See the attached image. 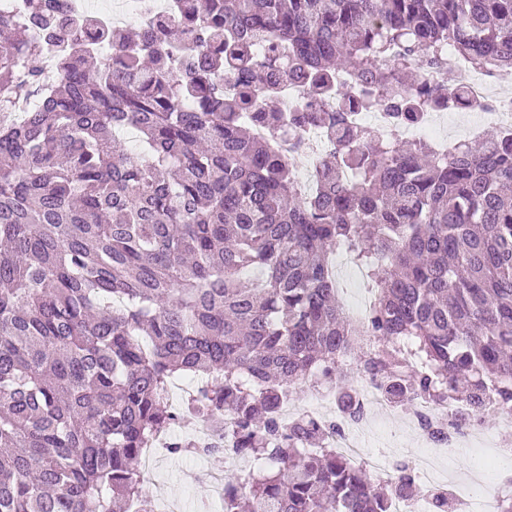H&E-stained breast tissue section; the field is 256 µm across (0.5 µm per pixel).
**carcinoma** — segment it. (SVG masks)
I'll list each match as a JSON object with an SVG mask.
<instances>
[{"label": "carcinoma", "mask_w": 512, "mask_h": 512, "mask_svg": "<svg viewBox=\"0 0 512 512\" xmlns=\"http://www.w3.org/2000/svg\"><path fill=\"white\" fill-rule=\"evenodd\" d=\"M23 2L0 16V512H153L141 451L186 417L231 447L170 453L255 462L224 512H389L409 467L377 488L331 447L340 425L286 426L284 399L319 374L356 420L355 372L399 406L512 411V133L443 156L353 112L457 107L449 47L512 73V0H168L134 27ZM296 79L312 98L287 111ZM311 126L330 147L303 194L302 142L274 139ZM338 251L376 285L362 323ZM183 377L178 413L162 392Z\"/></svg>", "instance_id": "1"}]
</instances>
